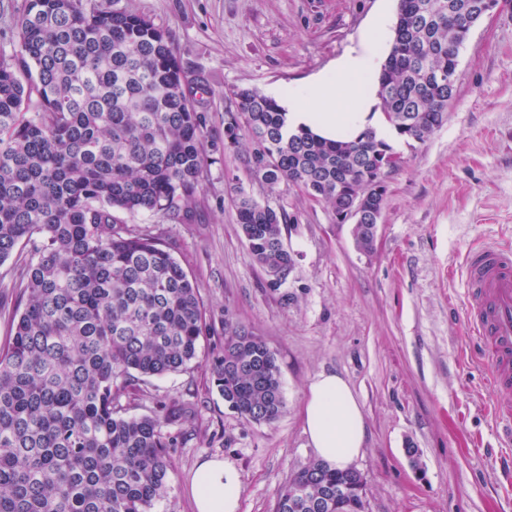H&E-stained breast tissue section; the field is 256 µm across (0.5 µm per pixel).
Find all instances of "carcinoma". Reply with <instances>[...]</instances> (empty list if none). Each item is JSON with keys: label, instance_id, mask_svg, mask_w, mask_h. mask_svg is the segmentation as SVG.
<instances>
[{"label": "carcinoma", "instance_id": "cac0c4a2", "mask_svg": "<svg viewBox=\"0 0 512 512\" xmlns=\"http://www.w3.org/2000/svg\"><path fill=\"white\" fill-rule=\"evenodd\" d=\"M457 0H399L378 106L405 143L425 142L448 110V74L466 39L448 31ZM18 49L0 55V264L19 246L14 332L0 347V512H154L165 496L173 431L195 408L128 405L149 377L197 362L209 326L200 286L157 225L188 221L209 156L206 117L167 32L112 0H25ZM247 144L250 172L274 194L297 187L344 223L350 201L381 213L380 166L397 154L371 130L325 140L288 129L276 100L236 92L224 145ZM237 224L279 287L294 268L290 217L242 187ZM148 215L154 226L117 214ZM373 221L353 227L370 252ZM213 383L240 419L285 412L267 341L224 322ZM366 487L313 460L279 491L274 512H364Z\"/></svg>", "mask_w": 512, "mask_h": 512}]
</instances>
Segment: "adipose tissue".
I'll return each mask as SVG.
<instances>
[{"label": "adipose tissue", "mask_w": 512, "mask_h": 512, "mask_svg": "<svg viewBox=\"0 0 512 512\" xmlns=\"http://www.w3.org/2000/svg\"><path fill=\"white\" fill-rule=\"evenodd\" d=\"M388 24L380 17L357 46L309 82L278 93L290 130L306 128L328 140H351L363 131L392 140L394 130L377 110L381 70L379 35ZM303 430L316 457L344 470L361 455L367 426L359 402L339 373L325 371L310 384ZM195 512H238L242 484L237 469L221 458L201 461L191 482Z\"/></svg>", "instance_id": "adipose-tissue-1"}]
</instances>
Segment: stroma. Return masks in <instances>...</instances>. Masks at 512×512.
Instances as JSON below:
<instances>
[{
    "instance_id": "1",
    "label": "stroma",
    "mask_w": 512,
    "mask_h": 512,
    "mask_svg": "<svg viewBox=\"0 0 512 512\" xmlns=\"http://www.w3.org/2000/svg\"><path fill=\"white\" fill-rule=\"evenodd\" d=\"M171 36L196 106L220 152L190 221L165 224L166 240L199 283L211 330L185 373L150 379L148 397L200 401L178 426L168 490L156 512H194L191 479L211 457L238 468V512H272L279 490L314 460L303 431L310 383L341 374L357 397L367 438L354 466L370 512H512V469L492 415L488 369L466 329L460 264L471 249L512 242V0L471 32L460 54L457 94L441 128L422 144L395 140L405 163L386 177L373 252L351 224L298 189L276 194L250 174L241 147L223 148L224 115L237 90L267 96L328 68L378 13L398 0H115ZM243 187L292 217L285 243L295 266L270 286L240 236L231 196ZM263 336L282 371L286 409L273 424L242 421L225 404L209 363L224 349V322ZM416 458H409L407 447Z\"/></svg>"
}]
</instances>
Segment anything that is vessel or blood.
<instances>
[{
  "instance_id": "b4317fda",
  "label": "vessel or blood",
  "mask_w": 512,
  "mask_h": 512,
  "mask_svg": "<svg viewBox=\"0 0 512 512\" xmlns=\"http://www.w3.org/2000/svg\"><path fill=\"white\" fill-rule=\"evenodd\" d=\"M467 324L487 361L493 413L512 441V243L471 253L463 270Z\"/></svg>"
}]
</instances>
